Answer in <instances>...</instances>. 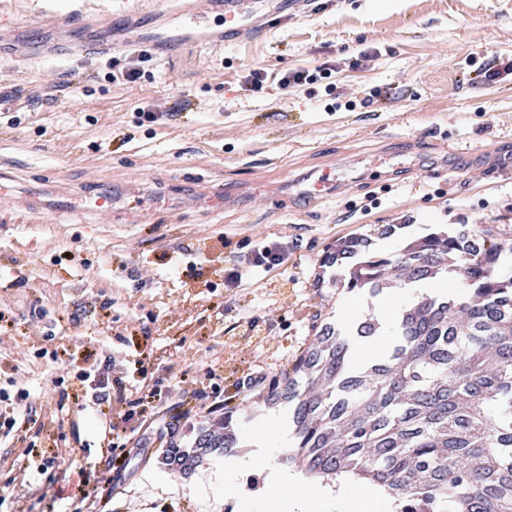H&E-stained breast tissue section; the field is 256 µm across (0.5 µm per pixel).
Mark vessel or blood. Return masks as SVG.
Returning <instances> with one entry per match:
<instances>
[{
  "label": "vessel or blood",
  "mask_w": 512,
  "mask_h": 512,
  "mask_svg": "<svg viewBox=\"0 0 512 512\" xmlns=\"http://www.w3.org/2000/svg\"><path fill=\"white\" fill-rule=\"evenodd\" d=\"M277 19V12L267 8L266 0H184L172 17L171 29L151 30L140 44L146 49L164 51L171 47L172 31H192L206 26L210 29L209 43L223 47L267 31ZM45 53L44 46L35 45L25 37L0 39V58L27 61ZM84 199V205L67 209L68 214L83 224H109L115 220L124 224H145L153 214L137 192L131 193L119 209L114 208L112 197L107 193H88ZM38 207L39 200L33 195L5 186L0 188V212L27 219Z\"/></svg>",
  "instance_id": "vessel-or-blood-1"
}]
</instances>
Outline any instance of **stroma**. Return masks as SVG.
Returning a JSON list of instances; mask_svg holds the SVG:
<instances>
[{"instance_id":"obj_1","label":"stroma","mask_w":512,"mask_h":512,"mask_svg":"<svg viewBox=\"0 0 512 512\" xmlns=\"http://www.w3.org/2000/svg\"><path fill=\"white\" fill-rule=\"evenodd\" d=\"M174 0H0V29L34 35L48 13L123 15V26L46 33L59 54L23 64L0 59L13 88L0 116L5 186L39 190L30 224L0 215V395L23 419L0 428V512H76L81 491L109 512H239L224 498L211 454L188 477L160 460L166 423L187 393L213 388L234 418L307 344L313 327L365 296L317 287L321 260L341 238L411 220L493 227L512 244V81L481 85L470 74L491 54L512 55V0H312L309 13L224 48L202 36L140 62L134 26L162 24ZM87 39L112 54L71 52ZM374 58L359 62L365 50ZM334 67L352 108L331 109L325 87L288 90L290 70ZM79 86L47 101L45 67ZM139 67L133 83L111 70ZM263 70L262 91L248 76ZM185 100L175 119L164 112ZM157 122L141 120L144 110ZM454 143L447 158L439 141ZM340 182L319 199L302 196L322 173ZM100 183L122 207L135 191L170 224H68L62 191ZM223 192L224 205L203 203ZM287 243L285 261L245 274L224 272L254 249ZM110 368L127 390L103 420L78 398L80 376ZM254 389L243 388L245 380ZM155 394V423L131 431L124 415ZM124 456L119 492H109L102 455ZM52 466H44V459ZM43 471H36V464Z\"/></svg>"}]
</instances>
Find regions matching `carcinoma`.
<instances>
[{
  "label": "carcinoma",
  "instance_id": "cac0c4a2",
  "mask_svg": "<svg viewBox=\"0 0 512 512\" xmlns=\"http://www.w3.org/2000/svg\"><path fill=\"white\" fill-rule=\"evenodd\" d=\"M372 245L367 235L340 240L323 266L371 299L437 280L466 292L417 295L388 330L372 316L323 323L267 387L265 401L287 408L296 439L281 463L311 479L379 485L400 512H512V244L462 224L395 257ZM383 334L382 354L355 359L357 341ZM232 418L189 426L188 443H168L163 463L188 475L206 455H234Z\"/></svg>",
  "mask_w": 512,
  "mask_h": 512
}]
</instances>
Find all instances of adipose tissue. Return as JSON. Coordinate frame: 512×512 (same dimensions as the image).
Masks as SVG:
<instances>
[{"mask_svg":"<svg viewBox=\"0 0 512 512\" xmlns=\"http://www.w3.org/2000/svg\"><path fill=\"white\" fill-rule=\"evenodd\" d=\"M250 437L258 445V453L241 455L224 464V496L238 500L241 512H336L340 502L348 504L354 512H396L393 500L382 488L361 490L345 479L333 487L318 482L308 486L305 497L294 496L293 490L300 480L278 462L282 439L277 420L266 419L260 428L252 430ZM256 467L265 472L270 488L269 494L259 498L245 495L237 480L240 471Z\"/></svg>","mask_w":512,"mask_h":512,"instance_id":"1","label":"adipose tissue"}]
</instances>
